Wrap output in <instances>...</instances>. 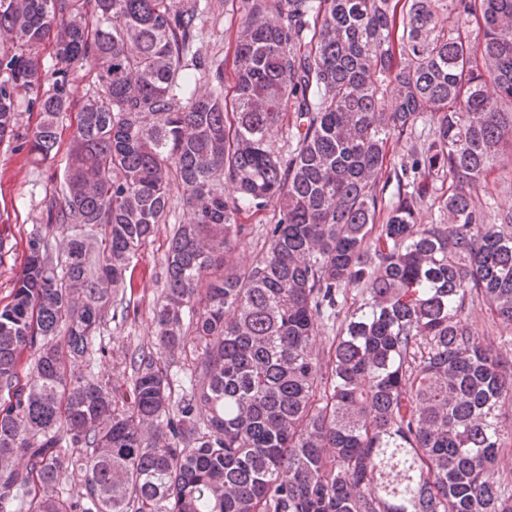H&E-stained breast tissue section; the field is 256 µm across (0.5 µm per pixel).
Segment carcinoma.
Wrapping results in <instances>:
<instances>
[{"instance_id": "cac0c4a2", "label": "carcinoma", "mask_w": 512, "mask_h": 512, "mask_svg": "<svg viewBox=\"0 0 512 512\" xmlns=\"http://www.w3.org/2000/svg\"><path fill=\"white\" fill-rule=\"evenodd\" d=\"M240 2L226 93L198 0H0V143L36 112L22 147L51 161L76 113L0 307V512H512V360L465 314L512 331V210L489 193L512 0ZM175 189L190 219L122 391L90 369L96 333L130 318ZM267 210L238 264L241 215ZM468 321L473 325L481 339H485L484 342H489L486 338V334L489 333L491 340L493 342V348L504 358H508L509 360L512 358V342L510 341H502L492 340L495 339V336H499L498 330L495 327L493 318L490 313L486 310V308L479 304L477 301L471 305L469 304L467 311ZM485 336V337H484Z\"/></svg>"}]
</instances>
